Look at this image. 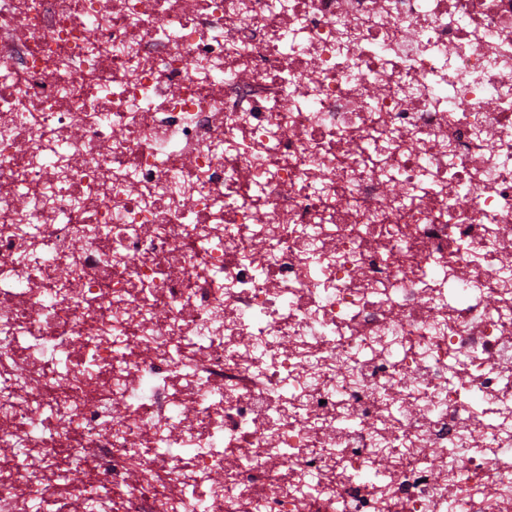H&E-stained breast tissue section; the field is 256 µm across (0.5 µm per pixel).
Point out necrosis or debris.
<instances>
[{"mask_svg":"<svg viewBox=\"0 0 512 512\" xmlns=\"http://www.w3.org/2000/svg\"><path fill=\"white\" fill-rule=\"evenodd\" d=\"M87 459L512 512V0H0V512Z\"/></svg>","mask_w":512,"mask_h":512,"instance_id":"1","label":"necrosis or debris"}]
</instances>
